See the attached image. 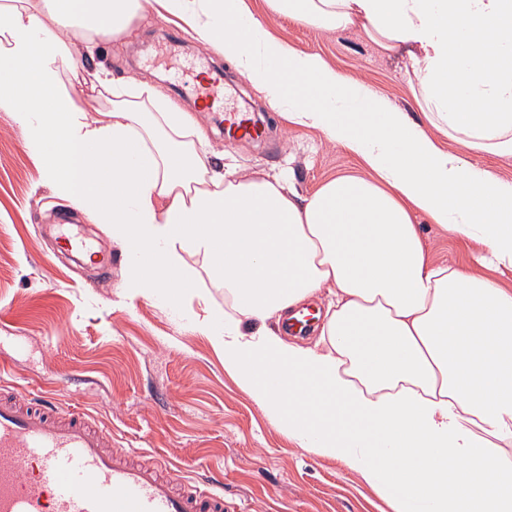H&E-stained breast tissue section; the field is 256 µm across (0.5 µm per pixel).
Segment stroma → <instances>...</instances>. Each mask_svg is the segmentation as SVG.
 I'll list each match as a JSON object with an SVG mask.
<instances>
[{"label":"stroma","mask_w":512,"mask_h":512,"mask_svg":"<svg viewBox=\"0 0 512 512\" xmlns=\"http://www.w3.org/2000/svg\"><path fill=\"white\" fill-rule=\"evenodd\" d=\"M268 31L301 52L319 54L355 77L421 127L429 122L398 58L350 32L303 26L248 0ZM72 94L96 111L85 71L107 67L113 78L146 80L193 113L221 163L245 175L288 170L301 196L339 174L360 173L361 158L326 142L314 129L288 123L217 47L190 26L146 8L119 39L100 40L95 57L74 44ZM224 70L235 105L258 113L269 129L261 143L226 139L212 113L194 106L197 73ZM39 166L21 129L0 112V364L31 397L52 391L60 410L77 408L116 443L168 458L179 475L224 480L228 512H390L355 472L298 448L224 369V357L179 308L126 296L124 254L103 225L40 186ZM434 263L465 265L470 242L416 216ZM69 222L112 255L106 275L59 253L51 225Z\"/></svg>","instance_id":"obj_1"}]
</instances>
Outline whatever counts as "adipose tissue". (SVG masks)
<instances>
[{
	"mask_svg": "<svg viewBox=\"0 0 512 512\" xmlns=\"http://www.w3.org/2000/svg\"><path fill=\"white\" fill-rule=\"evenodd\" d=\"M149 0H0V112L58 198L120 243L131 298L176 303L190 259L224 284L197 325L224 368L297 447L358 473L392 512H512V289L430 261L415 214L512 270V183L469 162L512 158V0H268L401 55L421 112L272 36L246 0H156L214 41L289 122L359 155L301 197L284 176L216 168L190 113L149 82L65 83L69 36H123ZM317 339L289 314L321 292Z\"/></svg>",
	"mask_w": 512,
	"mask_h": 512,
	"instance_id": "adipose-tissue-1",
	"label": "adipose tissue"
}]
</instances>
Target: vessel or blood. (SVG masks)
<instances>
[{
	"instance_id": "vessel-or-blood-1",
	"label": "vessel or blood",
	"mask_w": 512,
	"mask_h": 512,
	"mask_svg": "<svg viewBox=\"0 0 512 512\" xmlns=\"http://www.w3.org/2000/svg\"><path fill=\"white\" fill-rule=\"evenodd\" d=\"M224 96V73L197 89ZM219 120L233 136L257 140L251 112L225 106ZM0 512H228L224 483L178 487L165 458L116 447L83 412H60L52 398H29L0 380Z\"/></svg>"
}]
</instances>
